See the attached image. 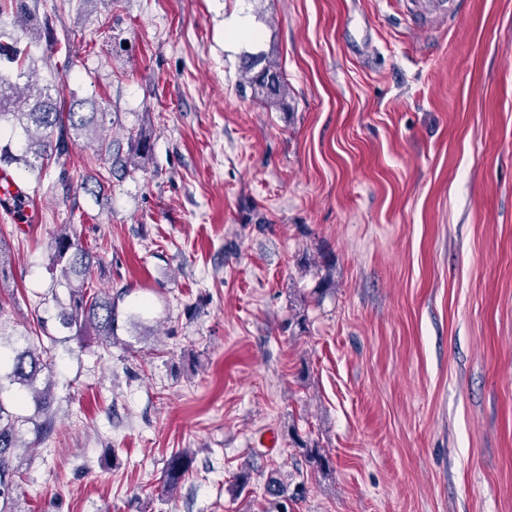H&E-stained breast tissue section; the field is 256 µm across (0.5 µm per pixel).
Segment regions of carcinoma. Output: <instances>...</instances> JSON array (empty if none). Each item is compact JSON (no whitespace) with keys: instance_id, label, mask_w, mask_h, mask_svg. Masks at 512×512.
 Here are the masks:
<instances>
[{"instance_id":"1","label":"carcinoma","mask_w":512,"mask_h":512,"mask_svg":"<svg viewBox=\"0 0 512 512\" xmlns=\"http://www.w3.org/2000/svg\"><path fill=\"white\" fill-rule=\"evenodd\" d=\"M6 9L23 37L40 38L36 0H0V13ZM28 58L29 46L17 45L7 58L9 63L17 64L15 76L0 72V122L18 124L24 135L20 153L13 151L12 142L0 143L1 171L12 166L22 167L36 174L39 180L55 161L60 164L56 184L67 191L72 176L60 160L69 155L75 140L83 136L93 144L94 159L108 163L107 174H98L96 184L99 186L109 181L112 173L134 172L149 164L152 143L144 130L128 131V149L122 151L114 141L100 134L102 123L98 121V113L75 111V107L83 106L84 102L75 101L66 106L51 95V87L39 86L34 72L25 66ZM243 72L244 86L250 88L253 97L269 106L283 103L288 95V82L276 62L263 53L250 56L244 61ZM21 78L25 79L22 86L17 83ZM98 261L96 250L81 241L74 232V225H60L50 244L49 265L60 270L66 288L63 298L56 290H51V301L58 309V322L65 336L57 338L48 333L38 336L37 343L14 351L9 365L0 368V512H14V495L21 478L16 450L20 447L23 430L31 432L37 443L55 428L53 349L69 340L81 344L94 340L105 348L112 345L118 329L119 296L92 287ZM16 385L30 396L33 413L29 416L15 414L4 399V394ZM295 444L305 449L306 461L312 467L322 470L328 465L318 443L299 437ZM191 466V451L173 454L162 470V490L168 494L175 492L185 481Z\"/></svg>"}]
</instances>
